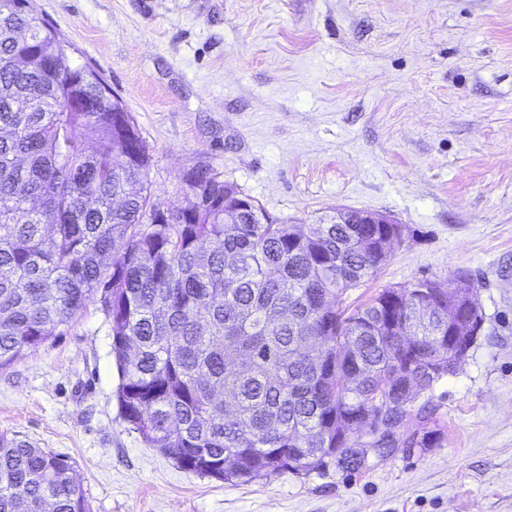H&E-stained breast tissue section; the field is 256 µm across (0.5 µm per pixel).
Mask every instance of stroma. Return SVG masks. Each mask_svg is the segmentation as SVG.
Wrapping results in <instances>:
<instances>
[{"label": "stroma", "instance_id": "obj_1", "mask_svg": "<svg viewBox=\"0 0 512 512\" xmlns=\"http://www.w3.org/2000/svg\"><path fill=\"white\" fill-rule=\"evenodd\" d=\"M149 148L153 199L210 165L272 216L381 214L350 291L474 278L477 339L431 398L440 445L233 485L129 430L99 303L0 370V434L72 457L91 512H512V0H32Z\"/></svg>", "mask_w": 512, "mask_h": 512}]
</instances>
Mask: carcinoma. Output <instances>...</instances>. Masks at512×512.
Masks as SVG:
<instances>
[{"label":"carcinoma","instance_id":"carcinoma-1","mask_svg":"<svg viewBox=\"0 0 512 512\" xmlns=\"http://www.w3.org/2000/svg\"><path fill=\"white\" fill-rule=\"evenodd\" d=\"M0 0V369L70 326L93 300L109 325L129 430L177 465L228 483L308 473L357 448H433L442 425L421 394L454 373L448 299L428 303L408 347L387 327L422 278L343 306L389 261L357 239L392 224L316 229L262 205L224 223L239 194L208 165L160 215L149 150L92 71L41 61L63 41L32 6ZM94 102L75 112L78 83ZM93 134L96 146L85 142ZM359 369L361 379L351 377ZM414 429H406L407 421ZM240 456L233 470L224 456ZM75 461L0 434V512H90Z\"/></svg>","mask_w":512,"mask_h":512}]
</instances>
